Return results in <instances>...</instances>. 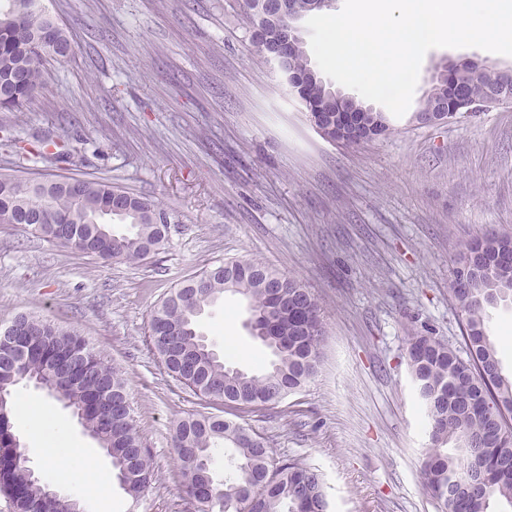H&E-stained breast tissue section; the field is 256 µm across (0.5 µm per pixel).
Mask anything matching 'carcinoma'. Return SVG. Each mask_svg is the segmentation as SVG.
I'll list each match as a JSON object with an SVG mask.
<instances>
[{
	"instance_id": "obj_1",
	"label": "carcinoma",
	"mask_w": 512,
	"mask_h": 512,
	"mask_svg": "<svg viewBox=\"0 0 512 512\" xmlns=\"http://www.w3.org/2000/svg\"><path fill=\"white\" fill-rule=\"evenodd\" d=\"M252 19V43L265 58L269 42L288 25V17L268 18L263 0H245ZM74 54L67 32L45 11L41 0H0V80L6 83L0 112H19L42 86L43 66L56 55ZM311 70L305 50L288 58V75ZM500 90L512 98V76L484 64L476 69H443L433 93L414 117L443 98L461 112L481 104ZM306 97L327 108L314 116L320 135L346 146L359 145L388 133L380 112L355 103L347 118L330 102L332 90L320 76L303 87ZM0 145L15 152L18 163L69 162L78 149L48 154L44 146H17L11 125L0 124ZM114 203L112 220L127 226L114 234L97 226L98 212ZM168 212L154 200L110 183L74 177L40 178L35 184L13 174H0V223L35 224L48 240L106 261L138 262L160 250L167 225L157 217ZM512 234L489 232L466 245L451 289L461 313L465 355L435 336H414L407 364L424 404L429 446L422 473L440 512H492L496 502L512 507V375L502 367L489 334L487 311L512 300ZM239 294L251 315L286 337L279 346L266 345L271 359L252 372L226 365L200 333L205 308ZM0 325V425L10 426L9 400L15 387L44 376L49 363L74 357L72 377L58 391L45 379V390L81 413L83 427L101 448L112 449L116 478L139 500L152 480V464L131 414L121 370L74 329L46 325L23 350ZM325 338L319 304L299 280L255 259H234L181 282L158 304L150 319L149 344L167 374L195 396L244 410L275 404L300 390L318 371ZM178 467L185 487L198 472L212 468L214 453L224 449V483L212 484L200 512H328L320 475L296 461L274 458L264 438L213 412L180 420L173 434ZM49 484L31 475L24 454L9 470H0V494L12 512H68L67 501L45 505Z\"/></svg>"
}]
</instances>
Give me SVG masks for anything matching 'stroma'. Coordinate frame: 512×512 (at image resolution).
Returning <instances> with one entry per match:
<instances>
[{
	"label": "stroma",
	"instance_id": "stroma-1",
	"mask_svg": "<svg viewBox=\"0 0 512 512\" xmlns=\"http://www.w3.org/2000/svg\"><path fill=\"white\" fill-rule=\"evenodd\" d=\"M75 53L12 120L23 144H79L47 177L103 180L171 215L162 249L136 265L0 224V324L33 311L77 330L123 371L155 479L139 501L112 487V512H188L172 436L201 400L165 372L150 315L182 279L236 258L295 277L325 326L317 374L281 403L225 410L277 460L317 470L329 512H438L420 474L424 414L406 362L411 337L462 349L450 288L461 252L512 231V104L430 126L413 119L443 63L512 56L429 50L410 110L388 135L348 147L323 138L282 75L255 51L244 0H43ZM238 295L201 327L233 366L266 350Z\"/></svg>",
	"mask_w": 512,
	"mask_h": 512
}]
</instances>
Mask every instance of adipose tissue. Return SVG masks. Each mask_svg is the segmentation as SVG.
<instances>
[{"label": "adipose tissue", "instance_id": "adipose-tissue-1", "mask_svg": "<svg viewBox=\"0 0 512 512\" xmlns=\"http://www.w3.org/2000/svg\"><path fill=\"white\" fill-rule=\"evenodd\" d=\"M11 412L24 425L31 450L44 457L52 483L72 486L77 473L73 462L81 460L82 471L92 490L98 493L97 512H110L109 473L101 470L97 459L87 450L74 445L65 424L57 419L49 403L20 397L12 400Z\"/></svg>", "mask_w": 512, "mask_h": 512}]
</instances>
